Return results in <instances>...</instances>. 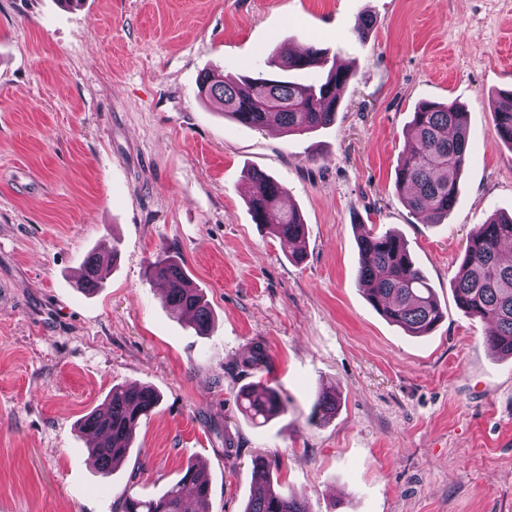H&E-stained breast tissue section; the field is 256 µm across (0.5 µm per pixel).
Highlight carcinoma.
Instances as JSON below:
<instances>
[{
	"label": "carcinoma",
	"instance_id": "cac0c4a2",
	"mask_svg": "<svg viewBox=\"0 0 512 512\" xmlns=\"http://www.w3.org/2000/svg\"><path fill=\"white\" fill-rule=\"evenodd\" d=\"M269 70L253 76L216 81L201 76L198 93L222 107L224 115L256 129L274 121L287 133L309 132L334 123L341 94L351 74L328 64L326 50L310 45L296 53L276 48ZM327 69L322 79H302L316 69ZM497 136L512 146V91L494 108ZM470 154L464 113L454 102L423 101L413 112L405 154L396 171V183L409 189L407 204L422 224H439L455 207L460 175ZM249 198L254 223L291 243L305 238L306 227L296 208L279 209L288 189L263 172L250 175ZM512 242V215L494 213L470 236L454 276V298L464 313L487 324L485 342L503 357H512V254L503 250ZM107 268L99 257L87 256L82 285L91 292L100 287ZM150 274L166 282L165 304L175 313L189 314L200 335L209 334L212 312L188 276L182 261L163 253L150 266ZM360 282L369 285L371 306L410 336L429 334L444 318L440 301L423 272L416 267L406 242L393 232L359 238ZM243 414L264 422L285 413L279 392L271 385H249L237 395ZM159 401L149 386L116 385L106 407L88 413L79 430L92 434L98 443L90 448L96 467L104 476L128 455L134 432ZM336 409V395L321 392L313 404V416L325 417ZM257 488L244 512H307L303 501L276 489L268 477L263 456L253 460ZM211 483L204 468L193 464L162 494L149 499L126 496L122 512H183L188 499L196 512H210Z\"/></svg>",
	"mask_w": 512,
	"mask_h": 512
}]
</instances>
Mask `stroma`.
Wrapping results in <instances>:
<instances>
[{"label":"stroma","mask_w":512,"mask_h":512,"mask_svg":"<svg viewBox=\"0 0 512 512\" xmlns=\"http://www.w3.org/2000/svg\"><path fill=\"white\" fill-rule=\"evenodd\" d=\"M312 43L352 72L327 128H248L198 96L203 73ZM510 90L512 0H0V512H121L190 462L211 512H244L258 454L307 512H512V358L453 297L468 236L512 213L492 105ZM425 100L458 103L471 143L442 224L395 183ZM253 170L301 212L303 260L254 223ZM370 228L399 233L434 288L429 335L367 301ZM164 250L210 304V335L163 305L148 270ZM93 252L116 261L88 295ZM256 382L287 405L262 425L237 401ZM118 383L161 399L104 479L77 428ZM322 390L338 398L325 421Z\"/></svg>","instance_id":"1"}]
</instances>
